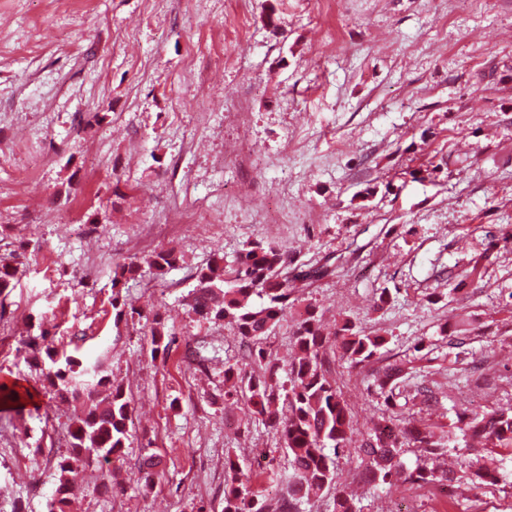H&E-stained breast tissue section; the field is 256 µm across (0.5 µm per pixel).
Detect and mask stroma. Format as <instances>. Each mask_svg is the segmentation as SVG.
<instances>
[{
    "mask_svg": "<svg viewBox=\"0 0 512 512\" xmlns=\"http://www.w3.org/2000/svg\"><path fill=\"white\" fill-rule=\"evenodd\" d=\"M259 240L335 270L297 282L273 359L309 304L326 327L387 339L362 366L332 365L355 440L393 362L403 418L512 410V0H0V261L18 269L0 382L33 394L0 412V512H46L67 452L75 408L45 396L23 345L42 320L57 347L104 360L133 408L108 464L120 492L99 496L90 465L72 512H224L225 455H264L261 491L287 471L279 434L224 399L239 337L182 301L190 269ZM161 249L180 268L125 294L178 335L155 361L143 325L116 321L111 281ZM489 458L497 484L462 479L441 502L402 481L370 489L355 454L336 484L362 512H512V455Z\"/></svg>",
    "mask_w": 512,
    "mask_h": 512,
    "instance_id": "obj_1",
    "label": "stroma"
}]
</instances>
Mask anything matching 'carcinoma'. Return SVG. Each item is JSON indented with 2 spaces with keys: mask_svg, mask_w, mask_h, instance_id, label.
Here are the masks:
<instances>
[{
  "mask_svg": "<svg viewBox=\"0 0 512 512\" xmlns=\"http://www.w3.org/2000/svg\"><path fill=\"white\" fill-rule=\"evenodd\" d=\"M290 258L282 247L267 242H249L233 263L215 255L192 275L193 288L185 296L190 310L208 322H222L247 347L251 369L237 364L224 366V400L244 397L250 415L265 421L280 433L291 473L275 474L285 485L277 501L267 503L252 483L253 475L243 469L239 458H224L227 479L224 485V512H299V505L335 488L333 512H357L356 499L335 486L336 460L349 451L353 442V419L343 392L328 366L333 356L356 367L380 353L386 338L374 331L343 320L331 333L323 331L315 309L306 307V317L294 332L288 357V383L278 384L279 366L267 356L264 341L274 326L297 301L295 287L285 277ZM172 250L154 251L143 261L119 264L112 275V309L115 320L128 315L120 288L140 275L142 265L157 275L178 266ZM16 286V272L0 266V296ZM259 298L260 304L253 303ZM151 358H165L176 341V332L167 330L157 318L150 321ZM34 359L40 362L45 393L80 406L71 426L70 452L58 464V485L47 503V512H67L68 491L86 466L99 465L121 453L131 420L130 402L112 374L97 363L89 366L81 359L58 350L51 331L39 324V335L29 341ZM402 364H390L378 382L386 406H392L395 390L404 377ZM32 392L17 383L0 384V405L9 410L24 409ZM472 440L482 448L512 449V415L503 412L462 413L448 430L436 431L425 423L402 422L393 415L382 416L362 440L365 479L369 483L390 484L404 480L411 484L453 481L454 472L437 465L448 445L457 436ZM406 448H418L423 462L410 469L402 455ZM484 456H460L459 469L481 484L496 478L483 462Z\"/></svg>",
  "mask_w": 512,
  "mask_h": 512,
  "instance_id": "carcinoma-1",
  "label": "carcinoma"
}]
</instances>
